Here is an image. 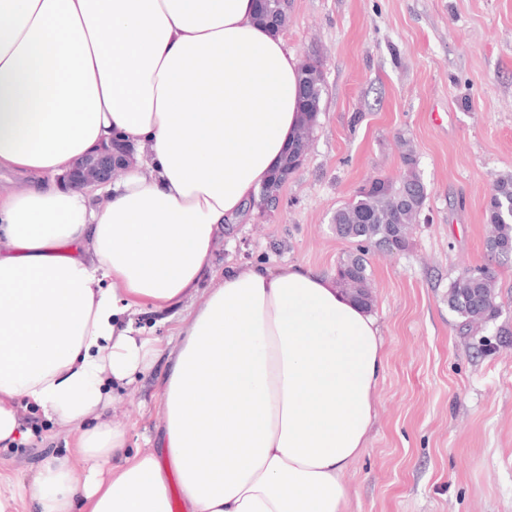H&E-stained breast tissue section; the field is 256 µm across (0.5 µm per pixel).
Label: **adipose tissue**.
<instances>
[{"label":"adipose tissue","mask_w":512,"mask_h":512,"mask_svg":"<svg viewBox=\"0 0 512 512\" xmlns=\"http://www.w3.org/2000/svg\"><path fill=\"white\" fill-rule=\"evenodd\" d=\"M300 63L255 0H0V444L30 437L19 403L79 428L82 461L0 482V512H349L385 368L368 309L333 277L232 264L178 332L159 451L100 421L153 344L139 308L198 288L213 246L301 126ZM119 181L67 174L116 140ZM111 463L101 474L97 463Z\"/></svg>","instance_id":"obj_1"}]
</instances>
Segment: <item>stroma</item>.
<instances>
[{"instance_id":"obj_1","label":"stroma","mask_w":512,"mask_h":512,"mask_svg":"<svg viewBox=\"0 0 512 512\" xmlns=\"http://www.w3.org/2000/svg\"><path fill=\"white\" fill-rule=\"evenodd\" d=\"M286 45L322 62V112L271 216L246 214L216 240L213 270L299 263L335 274L351 248L336 209L371 178L399 177L412 147L428 200L411 246L369 256L371 310L386 367L368 447L345 479L352 512H512V261L495 264L498 317L461 331L448 285L486 263L485 202L512 174V0H291ZM207 296L135 323L156 338L152 369L113 387L102 419L147 449L163 428L159 393L177 333ZM32 432L0 446V478L27 485L50 456L78 460V429L38 408Z\"/></svg>"}]
</instances>
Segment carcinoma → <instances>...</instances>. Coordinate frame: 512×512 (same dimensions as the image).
Returning a JSON list of instances; mask_svg holds the SVG:
<instances>
[{"label": "carcinoma", "mask_w": 512, "mask_h": 512, "mask_svg": "<svg viewBox=\"0 0 512 512\" xmlns=\"http://www.w3.org/2000/svg\"><path fill=\"white\" fill-rule=\"evenodd\" d=\"M258 21L280 32L288 23V6L282 0H266L258 5ZM309 101L300 105L305 114L303 127L313 136L321 113L325 83L322 72L303 69ZM404 167L397 179L374 177L368 187L357 192L348 203L336 209L333 224L336 235L354 248L336 266V280L341 288L371 304L370 272L365 252L370 247L389 252H404L410 246V230L426 208L427 187L422 180L411 150L401 155ZM485 215L490 225L486 241L491 259L512 260V175L493 179L486 200ZM495 276L487 265L459 272L448 289V306L463 321L461 329L473 323L496 318L499 306L495 296Z\"/></svg>", "instance_id": "1"}]
</instances>
